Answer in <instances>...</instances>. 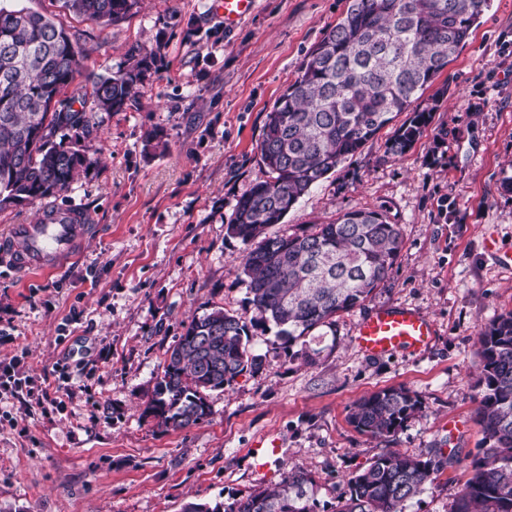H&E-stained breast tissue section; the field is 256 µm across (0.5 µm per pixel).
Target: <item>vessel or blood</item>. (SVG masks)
Listing matches in <instances>:
<instances>
[{
  "instance_id": "1",
  "label": "vessel or blood",
  "mask_w": 512,
  "mask_h": 512,
  "mask_svg": "<svg viewBox=\"0 0 512 512\" xmlns=\"http://www.w3.org/2000/svg\"><path fill=\"white\" fill-rule=\"evenodd\" d=\"M225 26H234L250 14L256 0H219ZM81 213L74 207L47 206L42 221L15 224L0 235V262L13 271L26 274L54 268L70 257L87 233ZM435 336L433 323L410 308H380L362 318L354 341L369 357H384L398 351H423Z\"/></svg>"
}]
</instances>
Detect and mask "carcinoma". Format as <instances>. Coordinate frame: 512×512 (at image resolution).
Masks as SVG:
<instances>
[{
  "instance_id": "obj_1",
  "label": "carcinoma",
  "mask_w": 512,
  "mask_h": 512,
  "mask_svg": "<svg viewBox=\"0 0 512 512\" xmlns=\"http://www.w3.org/2000/svg\"><path fill=\"white\" fill-rule=\"evenodd\" d=\"M139 0H65L74 12L115 22ZM487 0H348L345 16L310 51L300 75L267 112L261 160L265 180L238 200L227 234L245 246L243 274L253 315L222 307L192 318L168 348L144 413L174 429L206 421L207 395L265 363L250 328L268 322L308 363L319 350L303 340L361 305L386 280L402 247L396 224L378 212H346L302 234L269 233L317 182L354 156L410 106L453 60ZM78 48L43 15L0 5V208L45 200L88 174L84 142L98 112H122L149 69L147 58L98 75L91 91L75 88ZM416 112L391 140L404 153L428 123ZM475 381L483 447L454 512H512V312L478 331ZM422 413L404 388H387L353 404L349 421L374 438L389 437ZM448 459L388 450L347 482L333 512H405L409 500L441 473ZM317 482L293 466L272 488L228 505L188 502L182 512H318Z\"/></svg>"
}]
</instances>
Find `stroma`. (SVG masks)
<instances>
[{
  "label": "stroma",
  "instance_id": "stroma-1",
  "mask_svg": "<svg viewBox=\"0 0 512 512\" xmlns=\"http://www.w3.org/2000/svg\"><path fill=\"white\" fill-rule=\"evenodd\" d=\"M62 26L79 50L80 84L140 51L158 67L124 111L98 113L86 141L93 165L54 199L81 205L95 229L77 257L31 276L0 264V359L20 356L59 389L57 404L0 402V512H181L190 501L230 503L280 482L290 467L317 481L322 512L352 473L388 449L442 450L447 468L405 512H453L472 474L477 333L512 311V0H487L468 41L409 110L275 225L301 233L348 211L382 213L403 245L360 307L338 314L314 363L290 353L274 324L251 328L266 358L210 392L212 414L187 429L145 415L165 352L215 306L250 315L243 245L228 236L239 198L266 169V114L348 0H257L225 29L213 0H140L104 23L63 0H17ZM431 118L405 153L389 142L412 112ZM168 149L151 154L149 131ZM426 314L424 352L372 359L354 342L378 308ZM404 387L424 415L373 438L348 421L352 404ZM281 452L266 472L248 465L259 443Z\"/></svg>",
  "mask_w": 512,
  "mask_h": 512
}]
</instances>
